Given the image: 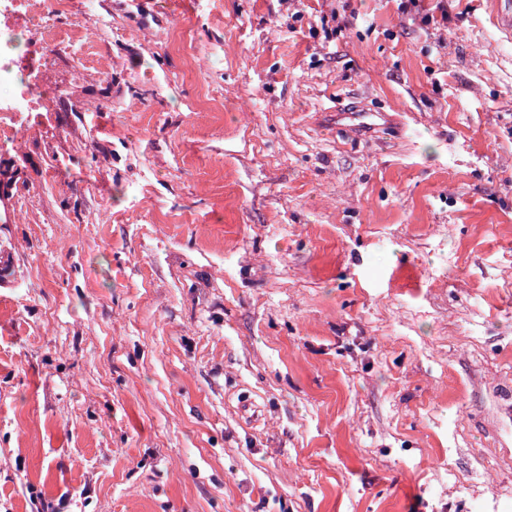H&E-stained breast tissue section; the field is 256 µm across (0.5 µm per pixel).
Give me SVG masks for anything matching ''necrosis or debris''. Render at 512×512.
Wrapping results in <instances>:
<instances>
[{"instance_id": "obj_1", "label": "necrosis or debris", "mask_w": 512, "mask_h": 512, "mask_svg": "<svg viewBox=\"0 0 512 512\" xmlns=\"http://www.w3.org/2000/svg\"><path fill=\"white\" fill-rule=\"evenodd\" d=\"M72 6L73 0H0V137L16 133L17 115L50 111L52 94L38 72L68 46L65 35L47 28L33 35V20Z\"/></svg>"}]
</instances>
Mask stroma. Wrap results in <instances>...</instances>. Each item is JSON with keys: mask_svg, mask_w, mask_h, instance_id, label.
<instances>
[{"mask_svg": "<svg viewBox=\"0 0 512 512\" xmlns=\"http://www.w3.org/2000/svg\"><path fill=\"white\" fill-rule=\"evenodd\" d=\"M98 7L0 143V512H512L484 0Z\"/></svg>", "mask_w": 512, "mask_h": 512, "instance_id": "obj_1", "label": "stroma"}]
</instances>
